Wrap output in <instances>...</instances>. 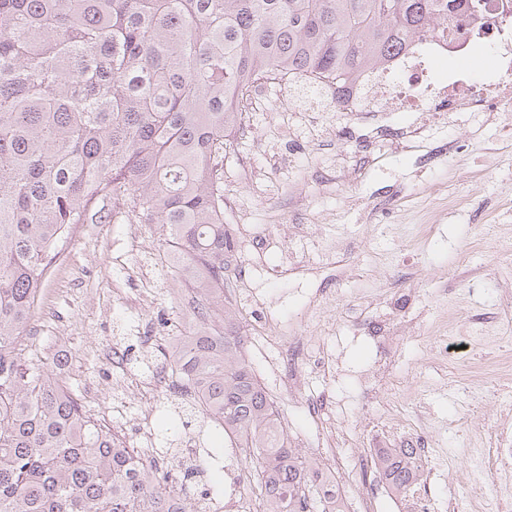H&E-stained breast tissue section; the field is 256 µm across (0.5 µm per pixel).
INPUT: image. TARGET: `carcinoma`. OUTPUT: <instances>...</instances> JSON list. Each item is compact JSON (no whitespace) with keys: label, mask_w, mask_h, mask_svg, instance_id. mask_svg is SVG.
Segmentation results:
<instances>
[{"label":"carcinoma","mask_w":512,"mask_h":512,"mask_svg":"<svg viewBox=\"0 0 512 512\" xmlns=\"http://www.w3.org/2000/svg\"><path fill=\"white\" fill-rule=\"evenodd\" d=\"M483 0H0V512H186L169 477L112 440L26 359L51 261L78 224H157L200 298L224 285L226 137L242 90L295 71L356 82ZM224 307L197 305L167 365L200 413L256 449L262 512L333 492L293 453ZM396 491L407 451L379 454Z\"/></svg>","instance_id":"1"}]
</instances>
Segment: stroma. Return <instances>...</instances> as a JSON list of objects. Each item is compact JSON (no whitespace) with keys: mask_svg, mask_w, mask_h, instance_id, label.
I'll list each match as a JSON object with an SVG mask.
<instances>
[{"mask_svg":"<svg viewBox=\"0 0 512 512\" xmlns=\"http://www.w3.org/2000/svg\"><path fill=\"white\" fill-rule=\"evenodd\" d=\"M224 221L242 230L238 262L249 269L260 301L290 330L332 348L352 370L381 374L399 411L427 398L436 421L433 445L451 449L438 479L454 495L462 466L458 448L481 446L496 428L512 382L479 374L490 349L456 339L459 324L506 319L512 313V104L495 112H336L324 92L268 88L248 106L224 157ZM158 225L102 221L79 225L51 262L23 338L35 363L76 391L93 417L112 415L137 439L134 417L151 411L157 455L177 468L183 435H166L178 418L172 392L150 393L149 366L174 344L172 322L187 324L188 299L171 267ZM149 300L132 307L144 286ZM408 301L390 309L391 289ZM364 316V330L352 317ZM445 326L446 352L427 340ZM402 328L389 357L370 342ZM155 346L139 352L140 337ZM473 369L444 390V362ZM350 396L343 416L347 454L383 437L393 421L366 413L368 395L349 380L312 381L278 396L289 434L306 438L316 457L318 432L308 414L323 391ZM194 450L207 461L197 488L223 499L224 443L219 433Z\"/></svg>","mask_w":512,"mask_h":512,"instance_id":"stroma-1","label":"stroma"}]
</instances>
